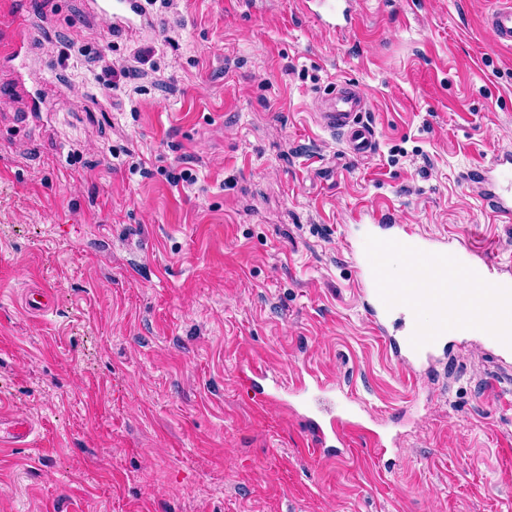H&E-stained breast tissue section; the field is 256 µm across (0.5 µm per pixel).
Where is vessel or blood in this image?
Returning a JSON list of instances; mask_svg holds the SVG:
<instances>
[{
	"label": "vessel or blood",
	"mask_w": 512,
	"mask_h": 512,
	"mask_svg": "<svg viewBox=\"0 0 512 512\" xmlns=\"http://www.w3.org/2000/svg\"><path fill=\"white\" fill-rule=\"evenodd\" d=\"M353 0H298L301 13L313 17L332 33L353 29L357 16ZM93 15L106 17L114 32L133 34L154 24L144 0H87ZM484 26L497 45L512 46V0L485 14ZM368 101L352 82L336 85L319 114L323 128L341 135L349 155L370 156L377 145L376 130L360 118ZM476 185L499 216L512 220V153H499L492 166L471 171ZM356 283L365 313L385 340L391 360L415 373L447 362L458 341L474 338L500 360H512V275L487 250L432 245L429 238L402 224L368 225L363 246L356 254ZM477 283L502 314L485 325L471 319V297L462 294L459 275ZM408 318L403 334L388 330L395 314ZM244 381L255 402L277 399L282 386L269 371L247 360ZM293 416L304 420L314 456L333 459L346 454L352 436H361L378 454L393 444L390 431L368 423L341 399L333 383L314 372L298 376L290 389ZM33 427L25 421L0 430V446L28 444Z\"/></svg>",
	"instance_id": "obj_1"
}]
</instances>
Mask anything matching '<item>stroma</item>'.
<instances>
[{
  "mask_svg": "<svg viewBox=\"0 0 512 512\" xmlns=\"http://www.w3.org/2000/svg\"><path fill=\"white\" fill-rule=\"evenodd\" d=\"M496 2L358 0L341 37L296 0H150L133 36L80 0H0V51L29 40L48 93L22 120L0 69V415L34 428L0 448V512H512V362L464 344L402 372L354 283L375 211L512 260L466 179L512 151ZM344 81L365 160L317 121ZM246 355L334 382L400 431L390 459L357 436L309 454ZM246 370H243L244 381L248 391L252 393L255 402L263 404L270 400L278 399L282 390V385L269 371L259 366L250 357H246Z\"/></svg>",
  "mask_w": 512,
  "mask_h": 512,
  "instance_id": "35a3bbf8",
  "label": "stroma"
}]
</instances>
